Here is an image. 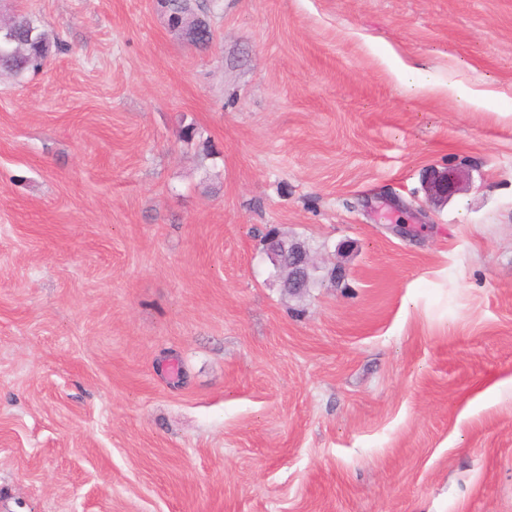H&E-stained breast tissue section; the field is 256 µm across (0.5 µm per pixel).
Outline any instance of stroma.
I'll return each mask as SVG.
<instances>
[{"instance_id":"35a3bbf8","label":"stroma","mask_w":512,"mask_h":512,"mask_svg":"<svg viewBox=\"0 0 512 512\" xmlns=\"http://www.w3.org/2000/svg\"><path fill=\"white\" fill-rule=\"evenodd\" d=\"M192 6L0 0V512H512V0ZM59 50L43 25L26 14H13L11 24L0 30V72L16 79L39 70L50 56ZM465 182V175L461 171L446 170L435 174L427 185V193L432 199L446 200L454 194ZM267 251L275 266L288 270L289 291H297L306 286L308 269L312 266L307 250L299 243L288 245L281 239H271Z\"/></svg>"}]
</instances>
